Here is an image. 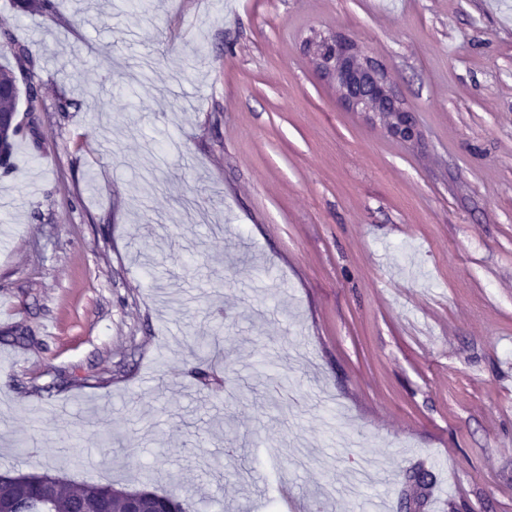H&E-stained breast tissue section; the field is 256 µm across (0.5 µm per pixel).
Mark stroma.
<instances>
[{
  "label": "stroma",
  "instance_id": "obj_1",
  "mask_svg": "<svg viewBox=\"0 0 512 512\" xmlns=\"http://www.w3.org/2000/svg\"><path fill=\"white\" fill-rule=\"evenodd\" d=\"M55 2L0 0L42 95L0 175V468L211 512H401L424 468L417 512H512V0ZM331 32L419 141L315 74ZM224 323L213 324L206 336H188L187 344L190 347L191 355H207L210 351L217 349L224 339Z\"/></svg>",
  "mask_w": 512,
  "mask_h": 512
}]
</instances>
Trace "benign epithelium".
I'll return each mask as SVG.
<instances>
[{
	"label": "benign epithelium",
	"instance_id": "7a95c632",
	"mask_svg": "<svg viewBox=\"0 0 512 512\" xmlns=\"http://www.w3.org/2000/svg\"><path fill=\"white\" fill-rule=\"evenodd\" d=\"M315 72L333 82L341 103L349 110L383 120L395 137L411 142L421 132L398 97L386 68L354 40L333 33L306 44ZM125 512H153L160 494L150 490H126Z\"/></svg>",
	"mask_w": 512,
	"mask_h": 512
}]
</instances>
